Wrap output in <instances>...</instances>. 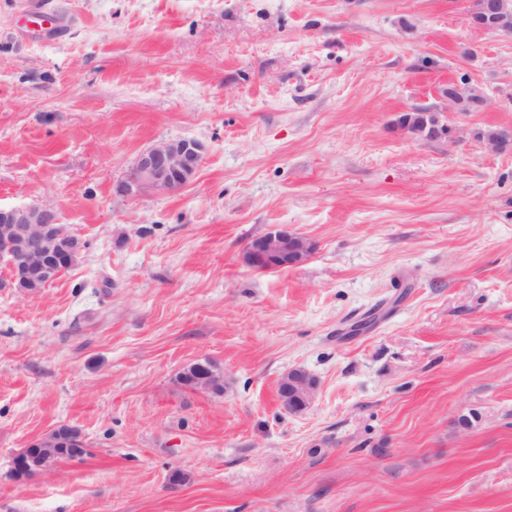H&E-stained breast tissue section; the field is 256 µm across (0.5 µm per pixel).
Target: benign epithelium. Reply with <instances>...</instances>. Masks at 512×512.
<instances>
[{"instance_id":"benign-epithelium-1","label":"benign epithelium","mask_w":512,"mask_h":512,"mask_svg":"<svg viewBox=\"0 0 512 512\" xmlns=\"http://www.w3.org/2000/svg\"><path fill=\"white\" fill-rule=\"evenodd\" d=\"M469 23L504 36L512 35V0H473ZM448 105L461 112H471L485 102L482 91L473 86L448 84L444 90ZM421 123L403 127L410 134L432 137L439 131V116L431 111L419 113ZM202 160V146L192 139L160 141L143 149L119 183L120 193L137 199L148 193L173 194L183 189L195 175ZM85 249L84 240L60 223L57 208L50 203L20 207H0V264L11 280L40 284L56 280L57 273L74 261ZM314 244L286 225L248 240L243 252L244 263L258 271H275L307 260ZM318 381L307 370L292 368L282 375L278 397L283 406L290 404L307 410L316 395ZM57 428L18 453L12 462L11 475L27 478L51 470L55 465L52 449L67 445L69 435Z\"/></svg>"}]
</instances>
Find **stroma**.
<instances>
[{"label":"stroma","mask_w":512,"mask_h":512,"mask_svg":"<svg viewBox=\"0 0 512 512\" xmlns=\"http://www.w3.org/2000/svg\"><path fill=\"white\" fill-rule=\"evenodd\" d=\"M471 7L0 0V206L87 243L34 293L0 265V512H512V150L484 137L512 131V36ZM463 81L481 109H449ZM414 107L448 133L402 134ZM178 138L185 188L119 192ZM276 224L316 249L254 271ZM208 359L223 394L179 381ZM62 425L86 454L13 480ZM317 389L318 381L315 376L304 368H292L280 378L279 401L287 409L290 403L303 412L311 406Z\"/></svg>","instance_id":"obj_1"}]
</instances>
